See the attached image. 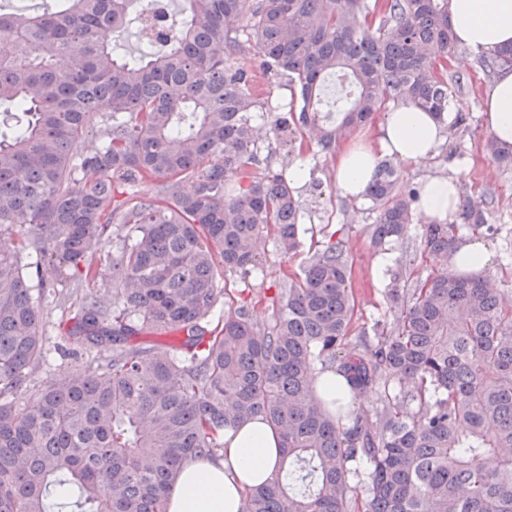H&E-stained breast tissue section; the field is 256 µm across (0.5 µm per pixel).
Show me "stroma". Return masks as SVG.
Listing matches in <instances>:
<instances>
[{"instance_id": "35a3bbf8", "label": "stroma", "mask_w": 512, "mask_h": 512, "mask_svg": "<svg viewBox=\"0 0 512 512\" xmlns=\"http://www.w3.org/2000/svg\"><path fill=\"white\" fill-rule=\"evenodd\" d=\"M449 71L463 74L467 89L456 95L453 109L466 118L465 125L447 137L437 156L419 165L398 163L402 181L422 185L428 176L443 174L458 177L461 192L478 196L492 190L494 202L488 222L498 227V235L480 230L479 237L490 255L488 268L499 273L505 263L503 248L512 241V170H505L482 150L490 134L484 114L483 98L489 82L478 67L475 56L467 49L457 48L448 56ZM295 163L304 165L309 173L306 182L297 192L304 203L302 228L305 243H328L331 237L347 241L351 265V285L356 301V314L350 329L351 336H358L374 321H393L385 297L389 284L386 270L376 265L380 253L371 246L365 227L373 220L364 199L343 197L336 185L335 161L317 155L314 148H304L296 153ZM389 261H396L399 250L384 253ZM307 252H300L287 259L276 251L272 243L263 247V267L249 277L236 274L225 281L234 296L246 300L257 316L258 322H269L276 310L273 299L286 276L299 274L307 259ZM75 308L52 310L47 327L50 339L47 362L36 375L37 380L59 379L69 374L73 367L66 349L59 344V337L72 325Z\"/></svg>"}]
</instances>
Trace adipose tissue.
Returning <instances> with one entry per match:
<instances>
[{"instance_id":"obj_1","label":"adipose tissue","mask_w":512,"mask_h":512,"mask_svg":"<svg viewBox=\"0 0 512 512\" xmlns=\"http://www.w3.org/2000/svg\"><path fill=\"white\" fill-rule=\"evenodd\" d=\"M451 26L460 44L489 52L512 44V0H448ZM492 134L512 144V71H502L486 92ZM445 141V127L414 104L386 112L372 142H353L336 160V182L342 196L358 198L370 184L377 161L391 155L403 162L430 159ZM459 180L429 177L418 211L424 222L449 224L455 217ZM279 464L278 437L255 417L238 431H225L224 447L209 459L187 463L179 472L167 512H240L247 488L272 477Z\"/></svg>"}]
</instances>
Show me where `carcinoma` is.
Instances as JSON below:
<instances>
[{"mask_svg":"<svg viewBox=\"0 0 512 512\" xmlns=\"http://www.w3.org/2000/svg\"><path fill=\"white\" fill-rule=\"evenodd\" d=\"M142 2L0 10V105L24 116L0 131V234L31 225L0 251V512H51L61 487L72 512H166L182 466L257 416L278 432L286 470L248 489L242 512H512V305L486 270L412 277L418 260L453 258L461 228L487 224L486 197L463 196L454 224L424 225L420 253L391 271L396 321L349 347L342 239L285 281L265 326L230 299L208 327L226 294L218 279L261 269L264 238L285 257L302 246L281 144L331 155L391 101L464 123L448 119L462 89L445 69L448 0H186L178 24L143 17ZM133 15L159 54L122 60L102 40ZM242 54L287 80L298 106H272L236 66ZM479 65L511 70L512 47ZM338 74L352 90L324 111ZM94 127L100 146L87 150ZM485 149L512 169V145L491 135ZM142 183L153 191L136 194ZM363 197L371 244L404 245L420 189L384 158ZM101 254L107 297L83 294L61 336L82 364L30 384L49 305L95 284ZM162 330L187 336L175 349L132 342ZM318 365L375 405L329 409Z\"/></svg>","mask_w":512,"mask_h":512,"instance_id":"obj_1","label":"carcinoma"}]
</instances>
